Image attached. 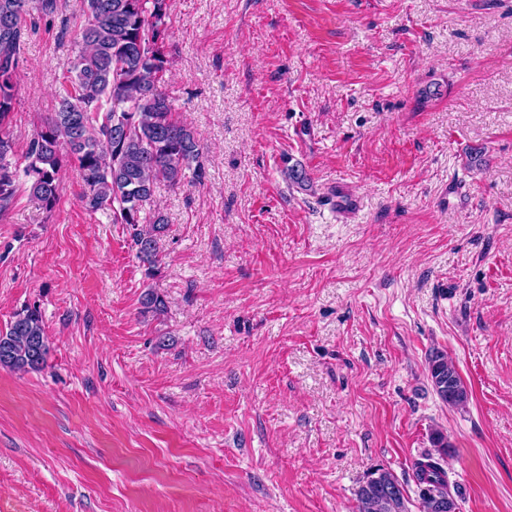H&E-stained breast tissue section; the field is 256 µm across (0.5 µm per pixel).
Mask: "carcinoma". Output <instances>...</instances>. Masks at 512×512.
<instances>
[{"instance_id": "obj_1", "label": "carcinoma", "mask_w": 512, "mask_h": 512, "mask_svg": "<svg viewBox=\"0 0 512 512\" xmlns=\"http://www.w3.org/2000/svg\"><path fill=\"white\" fill-rule=\"evenodd\" d=\"M152 7H146L147 2ZM87 22L80 33L81 49L73 75L65 78L58 107L49 113L30 142L28 164L32 195L52 210L59 199V175L64 164L77 163L85 184L83 199L91 212H112V223L132 230L144 275L160 269L157 240L166 230L162 215L142 217L153 200L155 184H181L187 168L196 179L201 147L193 131L174 117L162 91L167 71L163 50L168 0H85ZM57 0H0V214L18 189L17 167L10 157L14 142L5 132L10 123L17 87L22 37L33 12L51 14ZM288 181L305 190L310 179L299 163L289 165ZM163 298L148 289L140 299V314L164 312ZM50 352L43 319L37 307L17 312L0 333V368L17 372L44 368ZM431 382L451 406H463L468 391L447 354L429 358ZM435 452L415 463L414 478L422 512H435L437 497L450 494L443 467L448 438L431 437ZM353 512H408L404 488L394 475L378 469L355 493Z\"/></svg>"}]
</instances>
